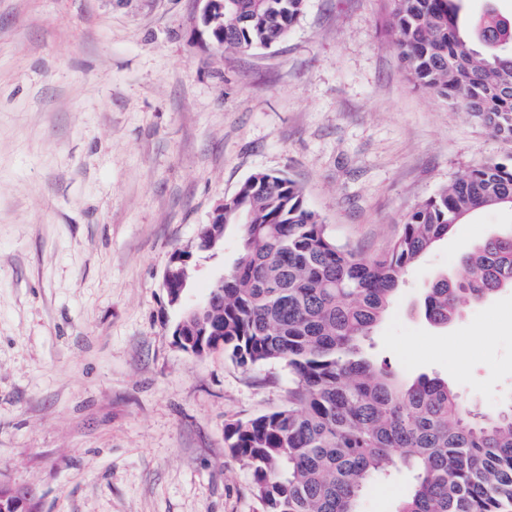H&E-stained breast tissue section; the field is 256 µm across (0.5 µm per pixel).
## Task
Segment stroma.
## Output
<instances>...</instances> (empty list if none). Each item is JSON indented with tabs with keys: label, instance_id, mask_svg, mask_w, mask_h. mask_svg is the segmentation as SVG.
Instances as JSON below:
<instances>
[{
	"label": "stroma",
	"instance_id": "obj_1",
	"mask_svg": "<svg viewBox=\"0 0 512 512\" xmlns=\"http://www.w3.org/2000/svg\"><path fill=\"white\" fill-rule=\"evenodd\" d=\"M288 38L216 51L201 0H0V485L36 512H262L224 427L283 408L292 381L173 335L163 274L259 171L304 190L330 234L381 254L407 215L512 143L412 84L391 0H307ZM507 207L458 224L406 275L373 351L512 406V289L448 326L420 302ZM242 247L195 254L189 302ZM412 479L371 484L394 512Z\"/></svg>",
	"mask_w": 512,
	"mask_h": 512
}]
</instances>
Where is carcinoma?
Returning a JSON list of instances; mask_svg holds the SVG:
<instances>
[{"instance_id": "1", "label": "carcinoma", "mask_w": 512, "mask_h": 512, "mask_svg": "<svg viewBox=\"0 0 512 512\" xmlns=\"http://www.w3.org/2000/svg\"><path fill=\"white\" fill-rule=\"evenodd\" d=\"M201 23L210 41L246 51L285 39L307 0H221ZM465 0H392L394 46L411 80L512 142V14L464 15ZM512 197V162L466 172L407 216L381 254L339 244L292 180L250 176L207 224L199 248L224 241L236 214L243 249L224 271V303L185 321V347H224L240 365L280 364L288 405L225 425L263 512H360L376 477L413 481L396 512H512V409L471 414L448 382H411L375 360L372 333L406 273L455 224ZM459 278L441 276L421 308L446 326L470 302L512 289V229L466 249ZM224 334L212 335V329Z\"/></svg>"}]
</instances>
